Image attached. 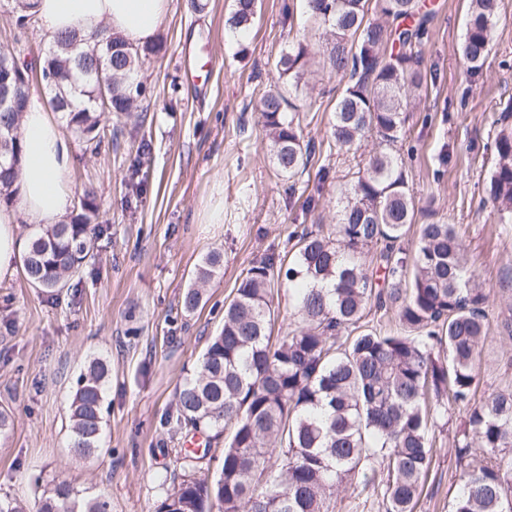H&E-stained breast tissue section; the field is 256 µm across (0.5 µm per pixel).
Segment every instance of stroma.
Returning <instances> with one entry per match:
<instances>
[{"mask_svg": "<svg viewBox=\"0 0 512 512\" xmlns=\"http://www.w3.org/2000/svg\"><path fill=\"white\" fill-rule=\"evenodd\" d=\"M432 13L422 46L436 81L418 91L402 154L420 208L458 225L468 267L487 295L490 333L477 361V398L512 388V223L503 224L485 186L496 157L498 119L512 101V0H499L491 51L467 76L460 57L468 0H420ZM247 44L226 19L232 0H172L159 54L143 58L149 89L131 115L109 117L115 140L100 153L72 145L73 201L94 190L104 232L94 257L65 288L48 293L23 273L0 282V410L11 425L0 438V497L33 505L39 488L67 481L80 492H104L112 512H155L180 469L165 420L176 393L194 374L224 321V301L239 276L266 254L291 250L302 230L337 222L338 190L353 160L330 147L329 122L343 85L322 66L305 77L308 107L299 113L314 140L312 165L295 180L272 165L256 105L279 87L275 62L291 35L325 36L302 0H261ZM0 8V45L44 56L41 28L19 34ZM148 143L131 170V143ZM326 183H319V169ZM314 197L315 208L303 207ZM223 221L211 223L213 212ZM217 250L223 264L203 286L200 307L180 301L196 267ZM110 368L101 450L90 459L68 451L67 406L88 363ZM462 409L436 429L437 453L415 512H448L459 485L454 437Z\"/></svg>", "mask_w": 512, "mask_h": 512, "instance_id": "35a3bbf8", "label": "stroma"}]
</instances>
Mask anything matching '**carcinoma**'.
Returning a JSON list of instances; mask_svg holds the SVG:
<instances>
[{"label":"carcinoma","instance_id":"carcinoma-1","mask_svg":"<svg viewBox=\"0 0 512 512\" xmlns=\"http://www.w3.org/2000/svg\"><path fill=\"white\" fill-rule=\"evenodd\" d=\"M309 20L330 45L322 66L344 81L330 122L339 150H358L368 134L380 150L353 172L339 198L338 222L325 235L304 231L288 266L275 256L255 261L235 284L224 324L210 337L195 374L177 392L170 431H211L224 438L211 481L183 470L157 512H334L337 489L360 487L380 500L383 512H413L435 448L431 432L448 407L465 410L456 434L460 491L450 512H512V390L475 404L476 362L489 334L486 295L469 271L456 226L440 221L418 227L409 257L403 241L413 224L415 196L397 145L404 140L410 96L422 88L421 45L427 15L418 0H305ZM498 0H469L461 56L479 71L489 52ZM258 0H234L227 19L249 29ZM151 45L133 48L103 32L62 33L39 74L49 105L93 154L105 139L106 112L97 101L96 63L112 77L110 109L119 116L146 98L134 83ZM319 54L295 37L276 62L293 96L271 90L259 101L270 159L290 179L303 172L316 148L296 122L302 80ZM22 112H0V201L18 193ZM498 158L486 185L488 199L512 218V128L495 136ZM96 194L85 191L64 224L47 225L22 257L27 279L54 292L78 269L103 233ZM222 263L212 251L195 280L211 279ZM298 285L294 323L273 335L278 311L274 287ZM202 301L193 286L181 307ZM395 309L398 329L382 332L366 321L370 310ZM108 365L95 359L77 379L69 406L71 454L87 458L101 448ZM36 512H112L105 494L79 496L65 481L42 490Z\"/></svg>","mask_w":512,"mask_h":512}]
</instances>
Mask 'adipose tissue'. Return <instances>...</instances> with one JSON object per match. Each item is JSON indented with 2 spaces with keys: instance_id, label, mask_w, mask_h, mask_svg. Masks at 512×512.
<instances>
[{
  "instance_id": "1",
  "label": "adipose tissue",
  "mask_w": 512,
  "mask_h": 512,
  "mask_svg": "<svg viewBox=\"0 0 512 512\" xmlns=\"http://www.w3.org/2000/svg\"><path fill=\"white\" fill-rule=\"evenodd\" d=\"M15 15L31 14L47 38L107 28L133 47L155 42L171 0H12ZM23 152L15 204L0 205V281L17 271L27 243L20 219L33 224L66 222L72 191L67 172L72 149L59 123L38 98H31L21 121Z\"/></svg>"
}]
</instances>
